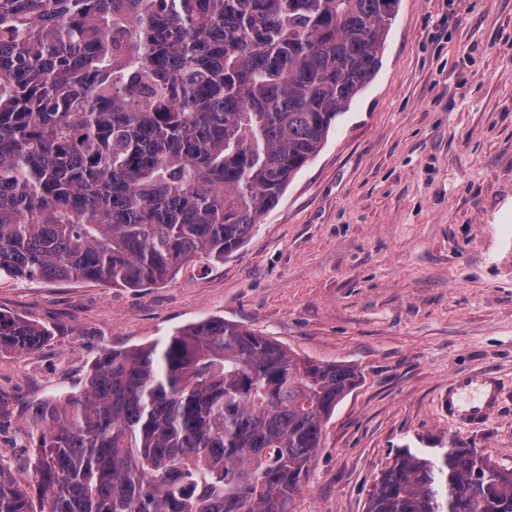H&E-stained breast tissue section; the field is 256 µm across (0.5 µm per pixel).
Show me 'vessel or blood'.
<instances>
[{"mask_svg":"<svg viewBox=\"0 0 512 512\" xmlns=\"http://www.w3.org/2000/svg\"><path fill=\"white\" fill-rule=\"evenodd\" d=\"M442 405L457 424L482 423L499 405L497 379L486 372L454 376L448 382Z\"/></svg>","mask_w":512,"mask_h":512,"instance_id":"obj_1","label":"vessel or blood"}]
</instances>
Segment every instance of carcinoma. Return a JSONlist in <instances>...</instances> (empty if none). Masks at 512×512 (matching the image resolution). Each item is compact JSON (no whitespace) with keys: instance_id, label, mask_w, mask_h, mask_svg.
<instances>
[{"instance_id":"1","label":"carcinoma","mask_w":512,"mask_h":512,"mask_svg":"<svg viewBox=\"0 0 512 512\" xmlns=\"http://www.w3.org/2000/svg\"><path fill=\"white\" fill-rule=\"evenodd\" d=\"M399 0H0V277L145 288L240 249L373 80ZM51 330L0 312V354ZM222 318L106 349L31 407L44 504L0 458V512H290L356 387ZM367 512H512V468L403 448Z\"/></svg>"}]
</instances>
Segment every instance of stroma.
Masks as SVG:
<instances>
[{
  "label": "stroma",
  "instance_id": "stroma-1",
  "mask_svg": "<svg viewBox=\"0 0 512 512\" xmlns=\"http://www.w3.org/2000/svg\"><path fill=\"white\" fill-rule=\"evenodd\" d=\"M0 310L53 332L0 355V458L22 479L31 403L83 386L101 350L210 317L362 373L293 512H367L407 446L512 468V0H399L373 81L238 252L147 288L2 277ZM478 372L500 404L456 425L441 396Z\"/></svg>",
  "mask_w": 512,
  "mask_h": 512
}]
</instances>
